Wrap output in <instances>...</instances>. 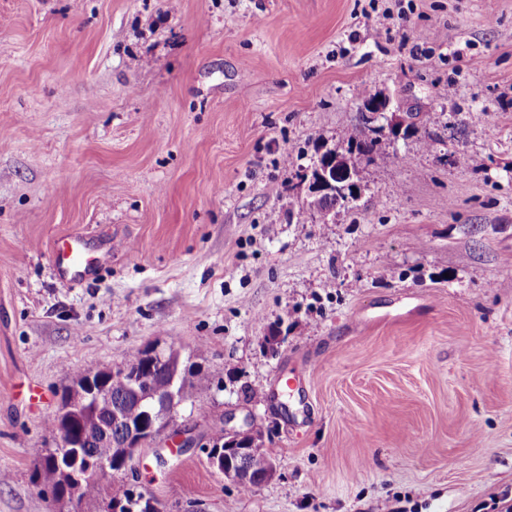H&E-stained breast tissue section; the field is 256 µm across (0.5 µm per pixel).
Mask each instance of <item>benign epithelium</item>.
Instances as JSON below:
<instances>
[{
  "mask_svg": "<svg viewBox=\"0 0 512 512\" xmlns=\"http://www.w3.org/2000/svg\"><path fill=\"white\" fill-rule=\"evenodd\" d=\"M322 175L323 184L335 185L339 178L345 180L353 177L352 170L343 166L339 160H328L317 164ZM141 364L132 367L126 364L89 371L80 380L73 381L61 399L57 414L63 425L54 437L57 444L65 449L81 452L82 446L89 440V435L81 433V426L93 419L94 406L112 400V390L108 379L121 377L128 381L140 411L137 421L126 418L125 406L117 402L112 405V424L101 425L96 429L95 437L113 448L122 449L117 459L87 460L85 468L74 473L57 461V481L59 491L57 499L70 505L68 512H78L76 489L85 483H100L111 473L125 470L135 453L148 445L160 441L174 426L178 408L183 404L179 398L178 387L190 374V366L182 360L181 352L175 348H161L149 345L142 348ZM155 367L165 368L171 375V382L166 393L162 394L149 385H143L138 379V372ZM263 441L262 433L254 428L252 422L245 418L239 423L229 417L224 420V448H212L209 451L211 466L232 483L242 486H259L277 474V466H272L265 477L257 479L251 476L238 459L243 445Z\"/></svg>",
  "mask_w": 512,
  "mask_h": 512,
  "instance_id": "1",
  "label": "benign epithelium"
}]
</instances>
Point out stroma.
Returning <instances> with one entry per match:
<instances>
[{"label":"stroma","instance_id":"35a3bbf8","mask_svg":"<svg viewBox=\"0 0 512 512\" xmlns=\"http://www.w3.org/2000/svg\"><path fill=\"white\" fill-rule=\"evenodd\" d=\"M367 89L325 221L301 176ZM70 235L97 267L64 285ZM150 344L193 366L196 443L81 512L512 504V0H0V512H56L63 390ZM247 415L278 471L245 491L208 453ZM361 133L356 129H347L341 137V144H346L348 154L357 152L358 155L370 157L374 152L376 146L375 140L372 138H360Z\"/></svg>","mask_w":512,"mask_h":512}]
</instances>
